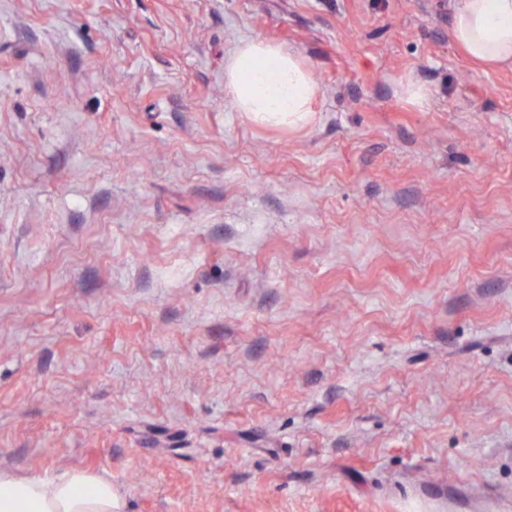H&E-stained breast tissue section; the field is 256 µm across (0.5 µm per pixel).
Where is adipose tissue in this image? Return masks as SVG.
<instances>
[{"label":"adipose tissue","mask_w":512,"mask_h":512,"mask_svg":"<svg viewBox=\"0 0 512 512\" xmlns=\"http://www.w3.org/2000/svg\"><path fill=\"white\" fill-rule=\"evenodd\" d=\"M451 36L474 60L512 67V0H457ZM226 86L255 120L298 125L310 118L314 84L281 47L243 45L226 69ZM0 512H115L112 484L84 470L53 479L0 473Z\"/></svg>","instance_id":"ef3b65f1"}]
</instances>
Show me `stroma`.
Returning a JSON list of instances; mask_svg holds the SVG:
<instances>
[{
  "label": "stroma",
  "mask_w": 512,
  "mask_h": 512,
  "mask_svg": "<svg viewBox=\"0 0 512 512\" xmlns=\"http://www.w3.org/2000/svg\"><path fill=\"white\" fill-rule=\"evenodd\" d=\"M455 0H0V472L117 512H512V68ZM250 41L311 121L239 112ZM226 86L240 112L267 123L298 125L310 119L315 87L295 56L276 45H243L226 69Z\"/></svg>",
  "instance_id": "stroma-1"
}]
</instances>
